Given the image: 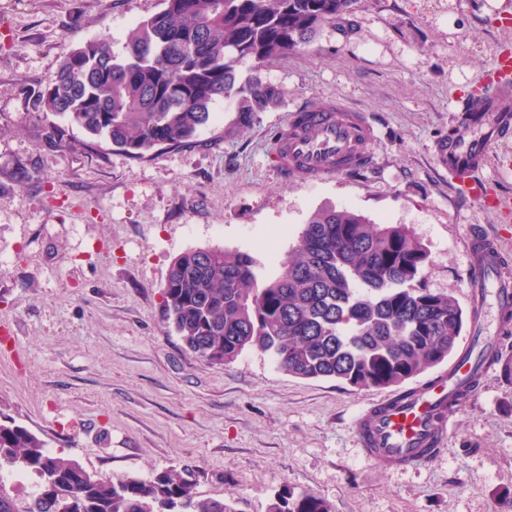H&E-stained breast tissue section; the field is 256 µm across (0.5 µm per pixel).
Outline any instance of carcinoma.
Returning a JSON list of instances; mask_svg holds the SVG:
<instances>
[{
    "label": "carcinoma",
    "instance_id": "cac0c4a2",
    "mask_svg": "<svg viewBox=\"0 0 512 512\" xmlns=\"http://www.w3.org/2000/svg\"><path fill=\"white\" fill-rule=\"evenodd\" d=\"M354 0H162L129 30L121 51L98 38L63 53L53 84L33 90V106L53 112L133 159L158 146L185 147L213 118L215 104L265 111L276 89L245 61H265L310 43L351 11ZM427 247L402 224H375L335 207L315 211L298 232L283 270L262 280L246 253L187 250L172 261L162 313L198 359L222 366L248 349L301 379H335L361 389L413 395L410 381L448 361L466 320L449 292L420 286ZM512 382V354L483 352ZM0 470L34 476L21 504L0 488V512H236L231 498H199L186 471L170 465L146 479L112 478L53 453L37 434L0 423ZM267 512H332L323 498L282 485Z\"/></svg>",
    "mask_w": 512,
    "mask_h": 512
}]
</instances>
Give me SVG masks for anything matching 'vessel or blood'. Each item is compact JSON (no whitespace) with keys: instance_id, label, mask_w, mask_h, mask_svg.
Masks as SVG:
<instances>
[{"instance_id":"obj_1","label":"vessel or blood","mask_w":512,"mask_h":512,"mask_svg":"<svg viewBox=\"0 0 512 512\" xmlns=\"http://www.w3.org/2000/svg\"><path fill=\"white\" fill-rule=\"evenodd\" d=\"M454 110L457 118L447 136L434 140L432 154L461 196L482 199L486 192L476 176L489 149L512 139V46L497 52L476 97L457 98ZM375 142V130L364 113L328 99L294 111L273 138L269 160L284 179L322 183L371 168ZM466 239L471 302L497 312L512 309V279L498 261L496 241L476 224L468 226ZM469 370V363L456 359L404 403L384 399L370 404L355 425L362 452L389 469L423 465L448 429L457 409L455 388Z\"/></svg>"}]
</instances>
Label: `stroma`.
I'll return each instance as SVG.
<instances>
[{
	"mask_svg": "<svg viewBox=\"0 0 512 512\" xmlns=\"http://www.w3.org/2000/svg\"><path fill=\"white\" fill-rule=\"evenodd\" d=\"M161 8L0 0V419L116 480L188 469L196 495H236L238 512H266L282 484L333 512H512V385L498 371L460 404L432 462L389 470L353 429L385 390L295 378L257 349L213 367L161 321L175 256L245 252L271 278L331 206L406 225L429 250L422 286L468 308L467 226L512 256V141L490 147L478 176L497 207L460 200L430 146L512 43V0H356L309 45L240 67L276 87L266 111L244 122L235 101L218 103L196 144L140 160L35 110L26 93L52 83L64 52L104 36L122 47ZM329 98L372 122L375 167L284 180L268 165L272 137L293 109Z\"/></svg>",
	"mask_w": 512,
	"mask_h": 512,
	"instance_id": "1",
	"label": "stroma"
}]
</instances>
